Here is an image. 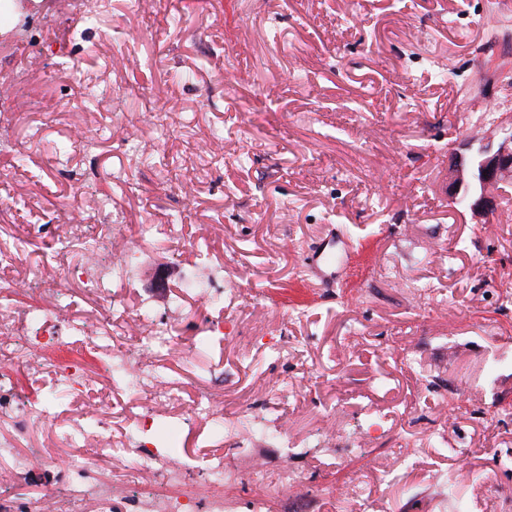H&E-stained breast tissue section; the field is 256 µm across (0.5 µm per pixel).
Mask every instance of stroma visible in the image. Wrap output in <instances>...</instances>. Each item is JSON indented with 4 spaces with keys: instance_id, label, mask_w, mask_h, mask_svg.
<instances>
[{
    "instance_id": "1",
    "label": "stroma",
    "mask_w": 512,
    "mask_h": 512,
    "mask_svg": "<svg viewBox=\"0 0 512 512\" xmlns=\"http://www.w3.org/2000/svg\"><path fill=\"white\" fill-rule=\"evenodd\" d=\"M16 23L22 34L0 31V75L26 74L0 86L14 143L0 151V240L28 239L70 195L109 196L106 221L139 255L113 300L165 317L183 294L184 338L218 316L236 325L159 358L188 391L221 392L245 442L213 440L181 401L180 454L223 455L241 512L254 462L295 467L306 495L363 475L360 500L328 494L321 512H512V215L474 214L445 189L449 148L512 114V52L495 41L512 0H108L93 22L71 0H28ZM146 92L178 132L157 134ZM79 137L94 150L55 154ZM129 177L138 195L123 192ZM174 219L183 243L139 234ZM330 236L348 251L324 280L312 254ZM204 262L255 300L184 292ZM264 334L287 341V364L257 350ZM57 355L84 363L105 388L90 410L121 428L134 402L97 357ZM269 389L276 408L242 418ZM79 411L63 400L20 440L55 464L14 473L11 497L61 490L69 451L54 434Z\"/></svg>"
}]
</instances>
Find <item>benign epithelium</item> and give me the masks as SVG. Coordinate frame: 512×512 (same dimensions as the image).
I'll use <instances>...</instances> for the list:
<instances>
[{
  "label": "benign epithelium",
  "mask_w": 512,
  "mask_h": 512,
  "mask_svg": "<svg viewBox=\"0 0 512 512\" xmlns=\"http://www.w3.org/2000/svg\"><path fill=\"white\" fill-rule=\"evenodd\" d=\"M498 141L484 143L464 155L452 149L448 153V196L457 200L461 194L470 196L473 212H494L498 209L497 188L512 181V115L493 122Z\"/></svg>",
  "instance_id": "7a95c632"
}]
</instances>
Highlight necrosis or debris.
<instances>
[{
	"label": "necrosis or debris",
	"instance_id": "obj_1",
	"mask_svg": "<svg viewBox=\"0 0 512 512\" xmlns=\"http://www.w3.org/2000/svg\"><path fill=\"white\" fill-rule=\"evenodd\" d=\"M101 215V209L93 208L81 220L72 221L67 209H60L57 223L61 232L55 240L56 256L67 278L78 282L87 295L96 299L98 328L93 333L85 321L60 308L57 290L47 282L42 266L25 264L18 248L0 244V268L25 266L28 283L42 286L39 302L24 311L0 306V413L14 415L13 436L0 438V455L10 458L13 471L31 467V455L19 451L15 442L43 425L53 413L52 407L43 405L17 409L10 369L28 368L35 382H65L72 395L92 393V379L80 363H64L47 356V349L56 345L81 344L90 352L103 354L108 371L124 372L125 391L140 402L135 428L143 438L138 444H130L125 435L113 434L107 421L100 422L89 434L82 419L74 418L68 429L56 436L58 443L71 451L59 473L64 492L46 491L23 503L20 512H115L114 500L120 492L125 495L128 512H194L201 499L206 502V512H237V502L224 494L222 457L207 460L208 492L203 495L198 486L187 480L193 457H166L152 438L158 415L166 412L184 390L181 381L171 378L155 363L157 349L172 348L173 329L170 321L151 319L133 347L119 348V341L138 317L114 309L112 290L116 285L131 283L137 257L132 247L122 244V225L102 223ZM116 243L123 246L120 259L101 263L100 247ZM32 323L37 326L33 334L28 331ZM90 448L94 449V456L115 465V480L99 479L94 456L86 454ZM131 457L136 460L132 466L127 463Z\"/></svg>",
	"mask_w": 512,
	"mask_h": 512
}]
</instances>
